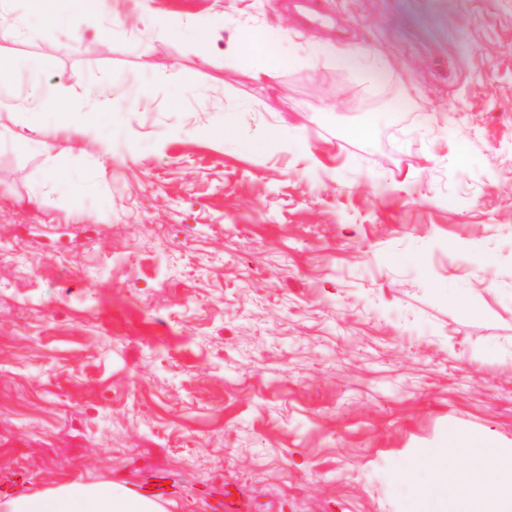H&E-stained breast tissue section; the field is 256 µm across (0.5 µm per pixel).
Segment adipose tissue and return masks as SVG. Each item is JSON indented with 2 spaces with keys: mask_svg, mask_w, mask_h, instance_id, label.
<instances>
[{
  "mask_svg": "<svg viewBox=\"0 0 512 512\" xmlns=\"http://www.w3.org/2000/svg\"><path fill=\"white\" fill-rule=\"evenodd\" d=\"M429 479L406 512L429 502L433 512H512V448H489L462 435L409 463L405 479ZM0 512H166L151 498L112 480L63 481L0 502Z\"/></svg>",
  "mask_w": 512,
  "mask_h": 512,
  "instance_id": "ef3b65f1",
  "label": "adipose tissue"
}]
</instances>
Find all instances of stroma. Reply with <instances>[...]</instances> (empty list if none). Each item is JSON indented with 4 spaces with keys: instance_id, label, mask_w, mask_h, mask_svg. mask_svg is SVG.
<instances>
[{
    "instance_id": "obj_1",
    "label": "stroma",
    "mask_w": 512,
    "mask_h": 512,
    "mask_svg": "<svg viewBox=\"0 0 512 512\" xmlns=\"http://www.w3.org/2000/svg\"><path fill=\"white\" fill-rule=\"evenodd\" d=\"M0 16L28 138L77 129L0 136V500L163 474L173 512H404L425 449L512 448V0ZM239 34L242 37H246L245 39L249 43V46L252 50L256 49L261 52H264L268 59V64L266 68L251 70L249 72V75L253 80L262 83L264 80V76H269L270 72L278 66V62L274 59L273 55L269 54V49L265 42L256 37H248V31L246 30L240 31Z\"/></svg>"
}]
</instances>
